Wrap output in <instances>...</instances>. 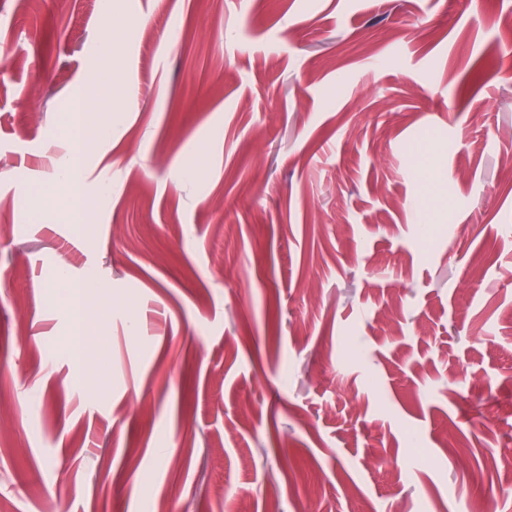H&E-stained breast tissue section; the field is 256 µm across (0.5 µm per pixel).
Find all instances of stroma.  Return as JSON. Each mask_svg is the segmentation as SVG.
Listing matches in <instances>:
<instances>
[{"label":"stroma","instance_id":"stroma-1","mask_svg":"<svg viewBox=\"0 0 512 512\" xmlns=\"http://www.w3.org/2000/svg\"><path fill=\"white\" fill-rule=\"evenodd\" d=\"M478 12L512 0H0V512H512V35ZM93 84L80 234L44 200ZM62 265L106 285L105 371Z\"/></svg>","mask_w":512,"mask_h":512}]
</instances>
